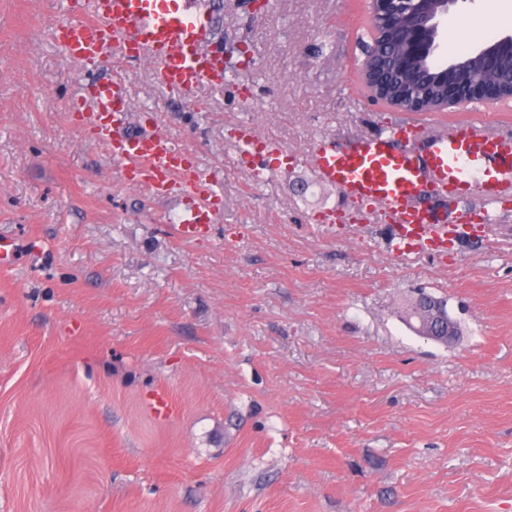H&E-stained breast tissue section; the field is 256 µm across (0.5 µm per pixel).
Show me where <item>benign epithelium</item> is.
Listing matches in <instances>:
<instances>
[{
	"label": "benign epithelium",
	"instance_id": "obj_1",
	"mask_svg": "<svg viewBox=\"0 0 512 512\" xmlns=\"http://www.w3.org/2000/svg\"><path fill=\"white\" fill-rule=\"evenodd\" d=\"M459 0H434L435 9L426 8L428 0H371L372 29L379 36L386 52L365 55L360 75L367 89L368 101L393 102L401 112L431 111L429 103L417 93L416 85L398 83L396 70L410 75L421 73L422 63L438 74L453 69V77L443 85L441 108L467 106L475 102L512 98V64L507 65L508 82L485 85L472 78L471 68L464 60L449 66L437 62L445 40L440 38L448 27V12ZM423 74V73H421ZM428 77V74H423ZM437 327L425 328L423 337L440 343L453 344L458 340L453 326L446 325L439 307L430 306Z\"/></svg>",
	"mask_w": 512,
	"mask_h": 512
}]
</instances>
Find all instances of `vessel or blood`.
Returning a JSON list of instances; mask_svg holds the SVG:
<instances>
[{
  "label": "vessel or blood",
  "mask_w": 512,
  "mask_h": 512,
  "mask_svg": "<svg viewBox=\"0 0 512 512\" xmlns=\"http://www.w3.org/2000/svg\"><path fill=\"white\" fill-rule=\"evenodd\" d=\"M209 21L197 0H82L79 15L63 31V42L70 55L87 65L106 62L114 50L148 59L168 89L189 93L204 82L225 83L226 61L211 48ZM126 99V85L115 76L101 80L89 100H77L75 109L107 144L128 185L159 196H182L184 210L174 226L180 238L209 237L213 178L168 138L127 130ZM235 147L239 158H257V180L278 173L271 162L278 148L254 130H245ZM312 169L318 183L389 218L394 256L426 252L443 257L457 228L432 222L425 195H479L487 220H494L500 197L512 189V133L477 124L433 130L425 119L404 121L344 142L318 138Z\"/></svg>",
  "instance_id": "1"
}]
</instances>
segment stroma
<instances>
[{
	"label": "stroma",
	"mask_w": 512,
	"mask_h": 512,
	"mask_svg": "<svg viewBox=\"0 0 512 512\" xmlns=\"http://www.w3.org/2000/svg\"><path fill=\"white\" fill-rule=\"evenodd\" d=\"M370 0L224 13L249 85L169 91L147 60H73L68 0H0V512H512V200L447 261L393 256L389 221L319 184V137L402 119L369 104ZM121 71L127 122L216 177L212 237L124 182L73 104ZM512 131V111L428 115ZM286 151L256 184L240 122ZM341 221L320 227V211ZM446 298L447 347L403 305ZM170 416L152 410L156 394Z\"/></svg>",
	"instance_id": "obj_1"
}]
</instances>
